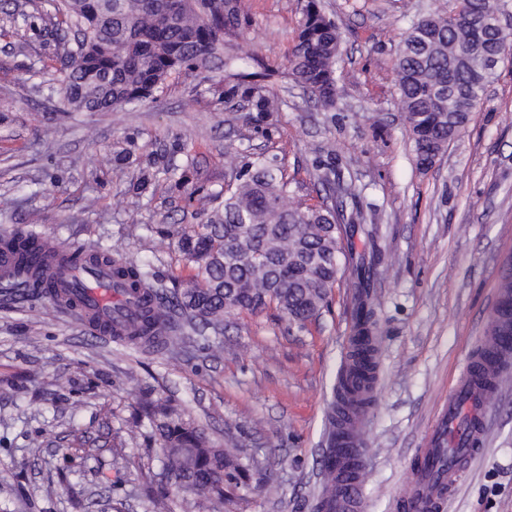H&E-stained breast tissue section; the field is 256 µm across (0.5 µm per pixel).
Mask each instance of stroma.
Returning a JSON list of instances; mask_svg holds the SVG:
<instances>
[{
    "label": "stroma",
    "instance_id": "obj_1",
    "mask_svg": "<svg viewBox=\"0 0 512 512\" xmlns=\"http://www.w3.org/2000/svg\"><path fill=\"white\" fill-rule=\"evenodd\" d=\"M303 4L239 0V24L224 33L238 65L173 75L114 112H73L38 91L34 72L63 51L41 19L0 37V234L25 227L100 245L149 262L171 288L196 272L177 240L219 205L230 159L273 160L294 204L322 203L324 177L353 184L380 250L362 512H398L415 450L484 333L512 255V55L422 169L394 63L410 20L434 0H321L341 34L327 109L288 72ZM251 82L282 102L268 119H253L241 96ZM145 170L154 178L138 196ZM356 302L346 279L305 325L273 305L236 312L223 352L198 336L174 355L99 341L71 310L0 287V512H316ZM158 400L237 462L221 508L169 486L145 416ZM486 422L482 456L438 512H512V385Z\"/></svg>",
    "mask_w": 512,
    "mask_h": 512
}]
</instances>
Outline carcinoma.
<instances>
[{"label":"carcinoma","mask_w":512,"mask_h":512,"mask_svg":"<svg viewBox=\"0 0 512 512\" xmlns=\"http://www.w3.org/2000/svg\"><path fill=\"white\" fill-rule=\"evenodd\" d=\"M52 0L51 35L64 45L59 77L49 93H59L75 112H110L138 104L182 71L224 65V30L238 21V0ZM501 14L499 0H464L462 10H437L411 21L395 62L398 106L405 114L417 165L427 168L459 134L470 113L487 98L496 71L476 68L464 49L490 52L506 41L489 25ZM340 37L317 0H307L288 55L293 80L327 108L336 103V62ZM244 96L258 116L276 109L263 88L249 86ZM337 200L329 206H290L288 180L263 157L239 170L234 190L206 223L181 234L178 248L197 273L167 299L153 283L149 265L114 256L103 247L87 248L92 264L112 266L127 287L141 293L136 323L121 338L140 349L175 353L189 336L210 330L223 334L233 312H254L276 304L289 320L315 317L341 280L340 229L363 217L359 193L335 176ZM378 249L349 256L351 275L361 288L355 320L353 365L370 371L375 346L376 296L371 277ZM14 286L22 294L47 295L69 307V294L54 295L42 272H32L21 257ZM149 420L162 440L168 475L185 490L216 506L224 502V478L234 462L213 446L204 429L168 418L163 408Z\"/></svg>","instance_id":"obj_1"}]
</instances>
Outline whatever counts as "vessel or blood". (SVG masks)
<instances>
[{"instance_id":"vessel-or-blood-1","label":"vessel or blood","mask_w":512,"mask_h":512,"mask_svg":"<svg viewBox=\"0 0 512 512\" xmlns=\"http://www.w3.org/2000/svg\"><path fill=\"white\" fill-rule=\"evenodd\" d=\"M27 252L42 262L57 288L76 291L75 311L95 335L112 339L130 325L131 295L113 279L111 267L82 268L74 250L61 249L39 235L31 237ZM511 380L512 327L496 314L449 393L447 408L418 451L415 470L400 497L401 512H435L439 502L452 494L461 475L482 451L487 407ZM364 440L357 416L339 419L325 470L324 512H360L366 480L361 464Z\"/></svg>"}]
</instances>
